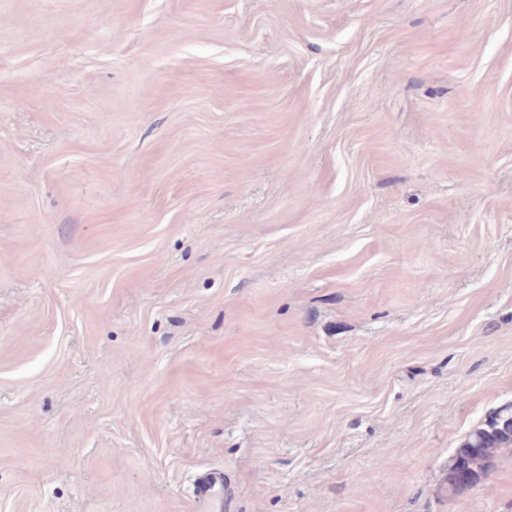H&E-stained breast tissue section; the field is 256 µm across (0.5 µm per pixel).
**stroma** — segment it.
I'll return each instance as SVG.
<instances>
[{
    "mask_svg": "<svg viewBox=\"0 0 512 512\" xmlns=\"http://www.w3.org/2000/svg\"><path fill=\"white\" fill-rule=\"evenodd\" d=\"M512 0H0V512H512ZM504 448H512V404L495 411L456 448L448 465L449 492L458 494L474 487ZM194 503L198 508L206 507L207 512L224 511V477L221 473H206L197 479Z\"/></svg>",
    "mask_w": 512,
    "mask_h": 512,
    "instance_id": "35a3bbf8",
    "label": "stroma"
}]
</instances>
